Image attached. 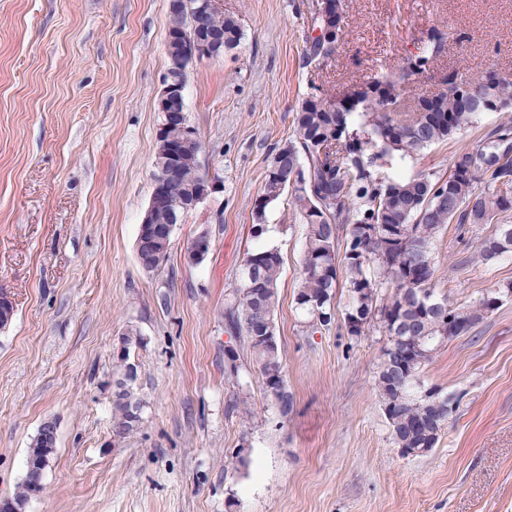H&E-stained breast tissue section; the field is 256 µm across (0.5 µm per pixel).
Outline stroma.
I'll return each mask as SVG.
<instances>
[{
	"label": "stroma",
	"mask_w": 512,
	"mask_h": 512,
	"mask_svg": "<svg viewBox=\"0 0 512 512\" xmlns=\"http://www.w3.org/2000/svg\"><path fill=\"white\" fill-rule=\"evenodd\" d=\"M240 45L192 64L185 111L200 164L222 189L177 224L152 272L136 238L152 191L158 94L168 73L169 0H0V501L12 499L30 442L55 419L45 491L25 512H512V295L469 333L438 346L418 381L452 411L436 447L402 455L375 389L389 338L310 326L295 299L305 227L288 199L252 209L273 148L296 136L311 85L339 93L449 37L440 70L512 73V0H350L342 46L319 76L303 63L312 0H219ZM480 115L461 141L415 168L447 173L459 145L497 125ZM490 226L450 225L434 245L436 288L465 305L512 281V255L485 267ZM210 247L191 263L198 236ZM282 257L277 339L281 412L245 337L226 331L247 251ZM143 423L119 435L112 393L127 329ZM237 353L228 374L226 352Z\"/></svg>",
	"instance_id": "35a3bbf8"
}]
</instances>
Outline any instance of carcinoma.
<instances>
[{"instance_id": "obj_1", "label": "carcinoma", "mask_w": 512, "mask_h": 512, "mask_svg": "<svg viewBox=\"0 0 512 512\" xmlns=\"http://www.w3.org/2000/svg\"><path fill=\"white\" fill-rule=\"evenodd\" d=\"M195 0H181L168 22L190 29ZM339 22L326 37L306 36L303 58L317 68L327 66L344 41L349 0H338ZM212 29L224 31V49L242 39L237 19L218 15ZM448 53V33L432 26L417 51L376 68L364 86L388 91L386 98L351 101L310 92L299 104L296 138L272 153L265 182L253 207V224L263 231L267 208L286 193L305 226L302 279L296 304L312 319L331 323L333 300L344 281L349 301L343 313L350 336L363 335L376 319L390 336L393 355L383 351L375 386L398 448L429 453L439 441L450 409L448 398L435 388L416 387L417 374L431 352L446 340L447 322L460 321V336L497 309L512 283L484 290L471 303L457 306L435 292L434 242L451 224L495 225L480 241L479 252L488 267L512 253V118L491 128L473 149L454 153L447 178L433 172L391 174L381 169L413 160L435 144L473 127L483 112H512V75L494 71L476 74L450 68L435 73V63ZM420 79L434 81L431 89L404 104L408 88ZM431 96L438 111L420 112L415 103ZM306 178V189L290 191V176ZM204 174L198 159L182 165L180 179L168 190L172 207L200 188ZM346 228L344 248L338 246ZM282 258L275 248L247 253L243 280L235 289L228 328L247 339L266 387L282 412L291 406L279 348L270 347L261 329L275 315ZM143 400L131 387L112 400L113 429L118 434L137 430L143 421ZM33 439L27 467L53 457ZM44 491V484L23 480L10 500V512H23L27 502Z\"/></svg>"}]
</instances>
